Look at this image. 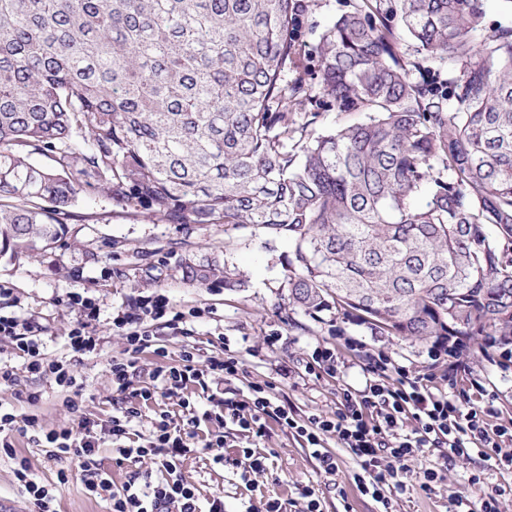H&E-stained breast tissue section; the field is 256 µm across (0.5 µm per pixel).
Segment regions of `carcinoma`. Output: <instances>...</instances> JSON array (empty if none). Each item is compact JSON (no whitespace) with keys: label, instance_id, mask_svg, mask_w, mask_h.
<instances>
[{"label":"carcinoma","instance_id":"1","mask_svg":"<svg viewBox=\"0 0 512 512\" xmlns=\"http://www.w3.org/2000/svg\"><path fill=\"white\" fill-rule=\"evenodd\" d=\"M310 8L0 0V258L57 247L60 216L104 195L288 238V301L309 313L512 342V26L485 27L484 0H360L318 73L365 118L318 132L284 80ZM184 275L246 287L216 258Z\"/></svg>","mask_w":512,"mask_h":512}]
</instances>
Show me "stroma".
<instances>
[{
  "label": "stroma",
  "mask_w": 512,
  "mask_h": 512,
  "mask_svg": "<svg viewBox=\"0 0 512 512\" xmlns=\"http://www.w3.org/2000/svg\"><path fill=\"white\" fill-rule=\"evenodd\" d=\"M355 2L317 0L312 12L301 18V60L289 64L284 73L291 83L303 79L321 112L317 122L321 129L363 119L362 113L339 111L313 73L315 47L323 30ZM73 212L61 246L38 255L0 259V285L11 290L8 298L0 300V313L31 317L45 326L40 337L43 352L69 363L84 382L77 407H70L65 392L27 373L23 355L9 343H0V362L14 367L18 375L15 385L0 387V406L20 418L37 416L44 429H75L83 418L106 420L115 413L117 395L112 390L109 364L112 358L124 357L126 340L113 331L112 318L139 297L151 294L164 295L171 311L186 313L192 335L186 338L157 327L158 345L164 353L139 355L134 375L139 388L153 387L152 373L157 367L177 365L188 343L195 345L204 359L221 354L227 347L237 351L243 370L237 379L225 384V391L244 392L249 384L271 383L273 397L288 404L301 418L314 412L335 413L337 390L364 386L369 356L382 353L410 371L438 377L448 369L446 360L429 357V343L387 336L352 321L337 324L332 310L310 314L290 306L285 275L292 248L287 239L271 240L250 227L171 224L145 209H131L104 196L92 201L78 198ZM209 256L238 266L249 280L248 288L228 291L184 277L186 260ZM73 292L93 299L100 309L98 351L82 354L69 345L68 332L76 319L68 304ZM197 308L203 309V316L190 317V310ZM274 334L279 335V342L268 345L267 337ZM352 339L357 341V348L349 347ZM319 346L335 349L336 374L310 369L312 352ZM460 358L470 364L475 379L497 392L499 420L512 419V370H500L486 350L472 341L466 342ZM32 391L41 394L34 405L26 400ZM13 444L17 456L26 459L37 478L51 480L59 469L69 470L71 478L61 492L59 512H107V501L86 490L78 462L52 458L46 448L19 435ZM245 445L265 458L264 470L247 482L232 465ZM325 446L336 456L337 470L332 475L320 473L304 442L275 421H268L264 437L253 442L230 425L224 429L223 448L230 465H214L209 453L200 452L183 460L181 472L197 487L202 500L221 498L224 512H263L264 503L273 499L282 503L285 512H305L306 501L298 493L305 486L318 500L320 512H380V504L362 494L354 483L357 466L350 451L337 447L332 438ZM427 469L436 470L440 478L425 492L419 484ZM475 474L480 477L476 483L471 480ZM405 482V492L394 499L395 512H448L453 500H477L484 488L512 483V474L486 467L476 456L452 461L447 449L428 448L410 462Z\"/></svg>",
  "instance_id": "1"
}]
</instances>
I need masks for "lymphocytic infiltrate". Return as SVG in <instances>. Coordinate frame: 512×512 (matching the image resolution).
Wrapping results in <instances>:
<instances>
[{"label":"lymphocytic infiltrate","instance_id":"obj_1","mask_svg":"<svg viewBox=\"0 0 512 512\" xmlns=\"http://www.w3.org/2000/svg\"><path fill=\"white\" fill-rule=\"evenodd\" d=\"M77 307L78 317L68 333L74 351L94 352L98 345L94 323L99 309L96 303L80 294L69 297ZM165 320L168 327L178 328L183 313H170L165 296H149L138 304L118 312L113 327L125 336L129 355L113 359L110 365L112 388L122 396L125 405L118 416L105 422L83 419L79 431L63 429L37 434V420L28 416L0 411V449L14 458V475L27 494L34 512H57L60 492L69 480L67 471L57 473L53 482H42L31 474L24 460L18 459L11 441L3 439V432L29 436L32 442H44L52 457L71 459L81 464L92 463L104 436H111L112 454L116 464H137L151 460L159 476L145 484L130 480L120 490H113L107 472L95 470L85 480L93 494H107L109 512H224L220 501H212L209 509H202L194 487L185 484L179 475L182 457L192 453L191 441L200 424L212 427L210 446L216 447L212 461L224 462L219 449L224 445L223 429L227 425L241 428L248 438L263 437L268 420L294 430L311 448L324 473L337 469L335 456L324 446L326 437H334L340 447L350 449L359 467L354 480L363 492L371 494L382 506H389L391 491H405L398 478L399 466L414 458L425 448L444 447L449 458L478 456L488 467L505 472L512 470V454L503 452L505 444H512V422H496L495 392L472 382L470 387L459 386L457 379L471 375L470 366L463 361L449 366L447 390H436L434 377L428 373L409 371L395 364L385 355L369 359L367 379L362 389H343L334 415L314 413L306 419H296L293 412L277 404L265 386L251 385L244 398H224L210 395L212 409L202 410L184 404L181 418L161 415L155 421L146 444L125 445L130 428L141 416L140 401L149 400L151 393L135 389L132 382L134 358L155 346L152 322ZM38 322L16 315L0 314V340L11 343L27 357V369L32 374L51 379L58 387L73 388L77 380L64 361L51 359L40 350ZM242 369L236 352L225 351L223 357L200 359L195 347L186 346L179 365L157 369L155 379L162 382L163 394L178 396L189 384H204L206 377H234ZM414 420L413 428H406L407 420Z\"/></svg>","mask_w":512,"mask_h":512}]
</instances>
